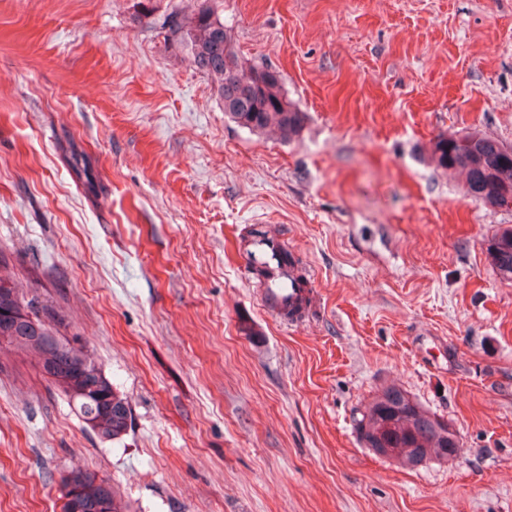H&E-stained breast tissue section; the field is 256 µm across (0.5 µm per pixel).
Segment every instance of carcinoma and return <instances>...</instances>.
Segmentation results:
<instances>
[{
	"mask_svg": "<svg viewBox=\"0 0 512 512\" xmlns=\"http://www.w3.org/2000/svg\"><path fill=\"white\" fill-rule=\"evenodd\" d=\"M173 45L187 52L197 70L216 88L224 112L237 125L251 131L277 133L291 140L299 133L305 114L288 99L282 89L278 71H273L261 83H248L233 76L254 69L234 50L231 27L224 24L213 9L203 6L191 18L176 14L168 16ZM475 139L472 158L459 144L456 135H442L433 142L430 159L438 168L464 176L465 193L491 208L504 207L503 196H495L490 185L512 190V155L496 139L472 132ZM72 166L77 175L94 187V174L87 156L71 149ZM487 253L498 276L512 282V226L501 227L487 242ZM14 294L13 302L23 309H32L33 318L19 317L12 324L7 348L33 351L39 356V367L47 382L61 392L72 406L86 429L102 441H114L126 434L131 426V410L126 398L120 395L106 376L93 351L83 345L71 347L68 337L60 332V322L49 299L37 291L24 293L14 283L0 278V304L5 293ZM84 358L97 371L99 393H86L78 382L75 363ZM357 432L374 445L392 449L391 458L409 465L415 456H427L439 463L461 447L455 439L444 434L440 418L415 402L402 388L389 385L380 390L369 410L357 419ZM93 476L83 470H71L61 480L62 497L85 488ZM80 512H127L126 504L116 496L112 486L86 493L80 497Z\"/></svg>",
	"mask_w": 512,
	"mask_h": 512,
	"instance_id": "cac0c4a2",
	"label": "carcinoma"
}]
</instances>
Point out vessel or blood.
<instances>
[{
  "label": "vessel or blood",
  "mask_w": 512,
  "mask_h": 512,
  "mask_svg": "<svg viewBox=\"0 0 512 512\" xmlns=\"http://www.w3.org/2000/svg\"><path fill=\"white\" fill-rule=\"evenodd\" d=\"M278 240L263 243L244 253L245 266H264L269 271L268 286L260 292L263 309L273 315L288 318L289 322L304 320L310 310L311 300L316 293L313 279H305L301 285H294L284 272L275 265L272 257L281 249Z\"/></svg>",
  "instance_id": "vessel-or-blood-1"
}]
</instances>
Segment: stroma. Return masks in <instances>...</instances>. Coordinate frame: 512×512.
<instances>
[{
	"label": "stroma",
	"mask_w": 512,
	"mask_h": 512,
	"mask_svg": "<svg viewBox=\"0 0 512 512\" xmlns=\"http://www.w3.org/2000/svg\"><path fill=\"white\" fill-rule=\"evenodd\" d=\"M200 3L0 0V276L53 297L132 414L102 441L0 351V512H61L73 468L129 512H512V283L486 253L512 207L428 159L448 134L512 148V0H211L304 112L289 141L230 121L171 44ZM254 228L315 279L305 322L263 311ZM390 384L458 461L362 445Z\"/></svg>",
	"instance_id": "35a3bbf8"
}]
</instances>
